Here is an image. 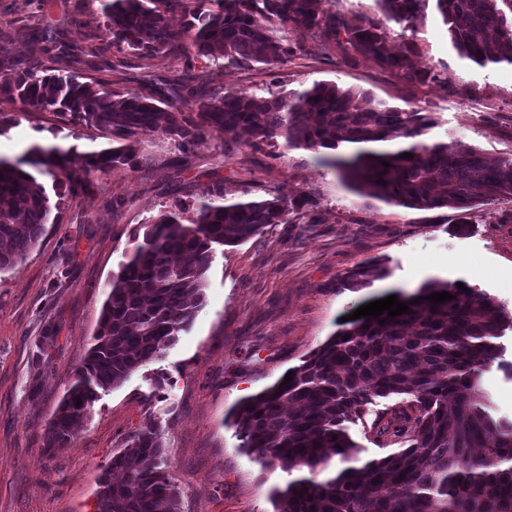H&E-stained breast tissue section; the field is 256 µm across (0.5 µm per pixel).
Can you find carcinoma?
Here are the masks:
<instances>
[{
    "label": "carcinoma",
    "mask_w": 512,
    "mask_h": 512,
    "mask_svg": "<svg viewBox=\"0 0 512 512\" xmlns=\"http://www.w3.org/2000/svg\"><path fill=\"white\" fill-rule=\"evenodd\" d=\"M99 2L113 47L137 51L140 59L172 56L188 70L202 57L217 69L226 62L288 63L305 47L299 38L275 35L279 24L298 34L316 30L346 57L369 58L412 86L437 84L439 74L419 69L414 59L413 40L431 15L447 26L460 56L480 66L512 65V0H376L380 15L354 18L330 11L326 0H209L208 10L192 12L187 0ZM178 10L189 19L174 30L167 16ZM142 81L146 95L73 74L48 75L31 62L19 67L0 47V97L82 122L116 142L74 158L39 147L20 158L0 156V272L23 261L52 220L45 189L23 166L55 178L63 173L75 194L91 185L92 173L132 165L127 142L156 131L184 158L207 133L222 136L226 148L357 146L351 155L318 163L338 170L362 196L415 210L452 208L462 223L476 205L512 198V160L490 164L467 145L430 141L434 115L420 106L389 107L334 81L266 95H207L187 81L167 85L149 73ZM308 206L314 202L283 189L228 202L219 188L203 194L190 217L181 208L148 220L142 241L109 283L92 343L47 423L45 454L71 447L102 394L162 358L188 329L218 249L287 224ZM383 275L379 265H364L347 283L357 288ZM442 291L453 299L437 305L427 299ZM401 302L412 313L385 311L343 323L291 368L290 382L283 375L241 405L234 424L242 448L266 467L299 472L275 490L276 512H512V421L491 417L477 389L501 355L496 339L512 326V313L484 292L440 280ZM56 339L47 327L36 361L49 360ZM390 396L405 400L380 414L366 434L382 448L400 450L360 463L347 423ZM97 512H182L156 429L138 432L112 455Z\"/></svg>",
    "instance_id": "cac0c4a2"
}]
</instances>
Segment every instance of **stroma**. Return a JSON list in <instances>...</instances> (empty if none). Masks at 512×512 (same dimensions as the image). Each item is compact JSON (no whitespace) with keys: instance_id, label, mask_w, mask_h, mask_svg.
I'll list each match as a JSON object with an SVG mask.
<instances>
[{"instance_id":"stroma-1","label":"stroma","mask_w":512,"mask_h":512,"mask_svg":"<svg viewBox=\"0 0 512 512\" xmlns=\"http://www.w3.org/2000/svg\"><path fill=\"white\" fill-rule=\"evenodd\" d=\"M99 13V0H0V32L18 60L29 59L33 31L60 35L84 81L117 90L139 89L147 71L165 80L190 76L207 92L247 95L332 80L391 107H427L436 116L431 140L469 145L491 161L512 159V66L482 67L461 57L442 23L428 21L414 44L418 66L440 70L445 82L412 87L370 59L345 58L314 31L302 33L304 53L282 66L243 62L217 70L200 61L187 74L180 61L160 55L142 70L130 52L112 48ZM77 16L90 27H75ZM1 118L9 122L0 134L3 157L36 146L85 154L111 145L94 128L51 111H23L9 98H0ZM133 153L134 167L93 173L91 185L73 197L59 196L52 177L37 174L59 201L56 221L21 264L0 273V512H95L112 454L148 426L162 437L182 512H275L270 492L289 477L242 450L232 412L243 400L302 364L339 330L341 317L431 279L478 289L512 311V290L502 280L512 271V223L498 221L512 212V199L479 205L462 224L452 209L414 210L359 195L320 166L314 151L228 149L208 135L184 161L154 132ZM212 187L232 201L283 187L314 197L318 207L217 251L190 328L162 359L95 403L72 447L45 456L46 424L84 358L134 232L161 211L191 208ZM115 197L124 201L116 210L108 205ZM373 261L384 276L363 288L344 286L348 271ZM50 325L57 345L39 364L33 353ZM157 376L162 386L154 385ZM480 384L490 414L512 420V377L495 365Z\"/></svg>"}]
</instances>
